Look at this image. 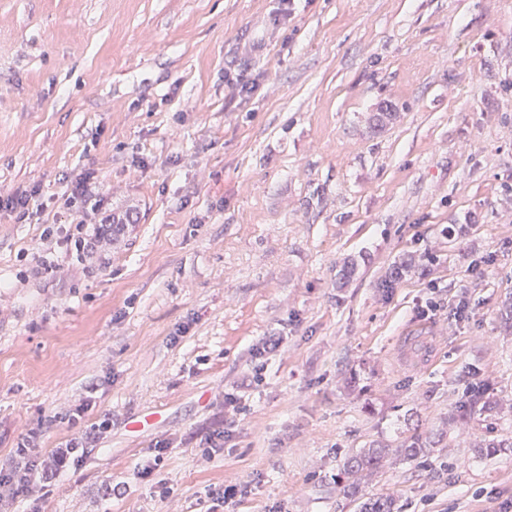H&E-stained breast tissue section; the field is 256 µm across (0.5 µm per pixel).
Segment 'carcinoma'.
Segmentation results:
<instances>
[{"mask_svg":"<svg viewBox=\"0 0 512 512\" xmlns=\"http://www.w3.org/2000/svg\"><path fill=\"white\" fill-rule=\"evenodd\" d=\"M435 444L434 434H423L416 430L403 447L395 449L393 453L380 444L349 452L340 460L337 482L342 484L344 493L356 498L362 495L359 476L379 472L389 455L409 461L423 459L430 456ZM359 508L360 512H395V502L389 496H372L360 502Z\"/></svg>","mask_w":512,"mask_h":512,"instance_id":"obj_1","label":"carcinoma"}]
</instances>
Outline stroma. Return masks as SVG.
Returning <instances> with one entry per match:
<instances>
[{"instance_id": "35a3bbf8", "label": "stroma", "mask_w": 512, "mask_h": 512, "mask_svg": "<svg viewBox=\"0 0 512 512\" xmlns=\"http://www.w3.org/2000/svg\"><path fill=\"white\" fill-rule=\"evenodd\" d=\"M87 169L132 214L99 263L39 248ZM33 186L30 223L0 210V457L112 429L19 512H202L227 485L233 512H357L340 459L417 428L431 457L365 494L512 512V448H476L512 437L487 408L512 404V0H0V192Z\"/></svg>"}]
</instances>
